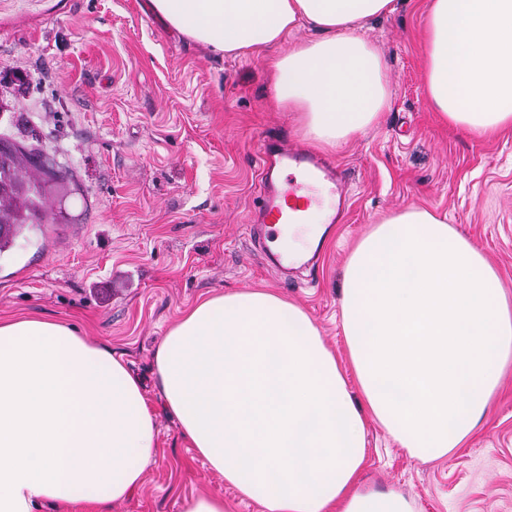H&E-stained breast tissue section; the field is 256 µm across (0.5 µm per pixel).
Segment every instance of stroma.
<instances>
[{"label":"stroma","instance_id":"1","mask_svg":"<svg viewBox=\"0 0 512 512\" xmlns=\"http://www.w3.org/2000/svg\"><path fill=\"white\" fill-rule=\"evenodd\" d=\"M429 0H398L365 35L382 53L391 106L331 152L350 210L328 225L315 272L281 274L250 232L263 140L302 142L270 107L280 48L243 60L213 52L151 12L148 0H0V138L48 155L65 177L47 195L63 219L0 253V320L50 317L122 354L141 378L159 453L109 512H181L222 497L262 512L196 456L163 407L153 373L167 330L202 298L266 288L299 305L349 370L339 317L342 267L373 224L411 207L447 217L512 298V132L445 125L425 90ZM362 483L401 492L413 512H512V368L479 425L435 461L366 428ZM222 497L197 495L183 502V512H224Z\"/></svg>","mask_w":512,"mask_h":512}]
</instances>
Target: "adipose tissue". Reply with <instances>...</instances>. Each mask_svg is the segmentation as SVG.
<instances>
[{
	"label": "adipose tissue",
	"instance_id": "1",
	"mask_svg": "<svg viewBox=\"0 0 512 512\" xmlns=\"http://www.w3.org/2000/svg\"><path fill=\"white\" fill-rule=\"evenodd\" d=\"M397 0H150L168 26L221 53L288 50L272 105L333 147L380 124L387 66L363 30ZM312 38L295 39L299 27ZM426 93L441 120L512 130V0H430ZM326 214L280 225L304 255ZM340 320L360 396L309 315L271 291L210 296L159 342L154 374L181 437L265 512H412L360 490L368 421L411 455L448 454L486 415L512 366V302L446 218L410 208L351 249ZM142 383L122 355L44 318L0 321V512H101L131 497L158 452Z\"/></svg>",
	"mask_w": 512,
	"mask_h": 512
}]
</instances>
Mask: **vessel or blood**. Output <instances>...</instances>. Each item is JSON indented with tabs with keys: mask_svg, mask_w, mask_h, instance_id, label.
<instances>
[{
	"mask_svg": "<svg viewBox=\"0 0 512 512\" xmlns=\"http://www.w3.org/2000/svg\"><path fill=\"white\" fill-rule=\"evenodd\" d=\"M264 157L261 169L260 202L257 207L259 220L272 224L298 223L311 204L307 190L314 185L323 184L335 194L338 207H345L347 192L342 175L337 171L332 159L306 151L299 146L275 147L272 143H263ZM293 168L302 178L289 186H281L279 172Z\"/></svg>",
	"mask_w": 512,
	"mask_h": 512,
	"instance_id": "1",
	"label": "vessel or blood"
}]
</instances>
